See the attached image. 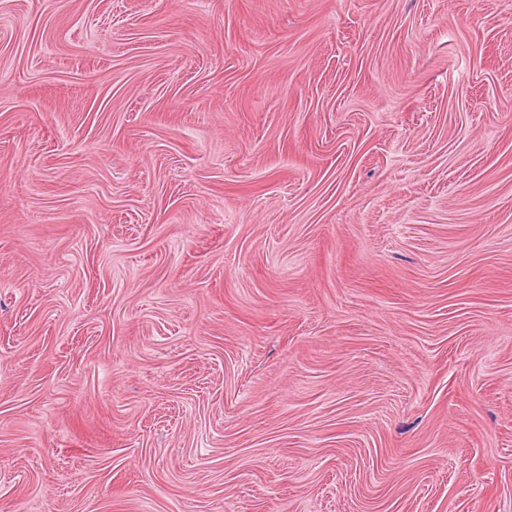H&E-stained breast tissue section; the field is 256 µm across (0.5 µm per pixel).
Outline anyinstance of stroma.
Instances as JSON below:
<instances>
[{"label":"stroma","mask_w":512,"mask_h":512,"mask_svg":"<svg viewBox=\"0 0 512 512\" xmlns=\"http://www.w3.org/2000/svg\"><path fill=\"white\" fill-rule=\"evenodd\" d=\"M0 512H512V0H0Z\"/></svg>","instance_id":"1"}]
</instances>
